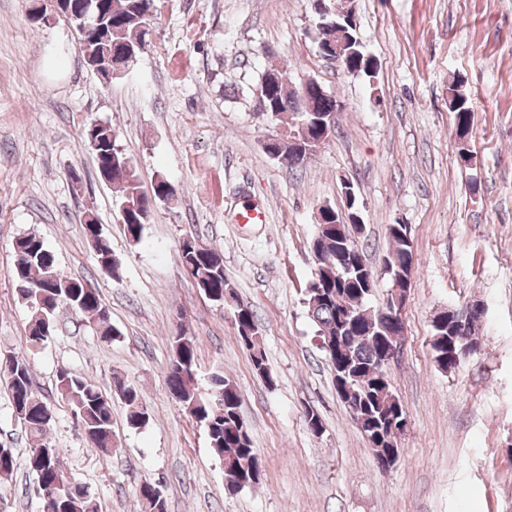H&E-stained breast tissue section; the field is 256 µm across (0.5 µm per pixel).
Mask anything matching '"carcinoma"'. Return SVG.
<instances>
[{"mask_svg":"<svg viewBox=\"0 0 512 512\" xmlns=\"http://www.w3.org/2000/svg\"><path fill=\"white\" fill-rule=\"evenodd\" d=\"M158 0H91V10L100 16L112 41V63H127L122 57L126 49H137V45L148 40L149 28L157 11ZM337 15L317 21L318 45L325 48L334 40ZM349 50L351 63L346 70H355L370 75L365 65L361 41L357 33L351 32ZM268 92L265 102L268 110L276 114L277 121L283 115L290 116L291 123L304 119L298 112L296 98L289 91L288 80L278 71L263 75ZM449 108L455 113L456 135L460 139L470 136L474 110L469 97L463 92L462 84L449 88ZM102 163H110L116 156L121 165L110 175L112 184L121 192L120 217L125 235L131 244L142 241L147 224L156 202L170 200L175 195L171 184L160 180L148 194L141 189L131 159L113 147L115 134L112 128L100 124L94 134ZM275 159L290 167H301V156L286 143H279L272 151ZM325 223L315 225L309 247L318 250V267L312 278L319 281L321 294L304 289V303L308 315L317 327L318 338L323 351L336 344L343 346L341 356L331 366L345 365L346 374L341 384L339 398L345 407L359 409L363 419V438L375 428L385 435L393 448L400 449L401 435L392 426L390 415L400 406L392 384L380 368L384 348L390 346L394 336L401 331L402 324L378 306L371 304V288L366 284L364 271L354 270L347 263L345 252L356 247L362 263H368L367 252L357 239L363 234V225L350 224L337 216L330 205L320 206ZM404 225H388L389 248L384 263L406 266V277H411L414 261L412 240L406 237ZM99 266L107 272L115 271L116 261L112 248L102 235L94 233L89 239ZM16 261L12 270L13 280L23 279L28 288L19 291L30 309L28 341L39 348L53 338L55 315L58 307L69 304L83 321L96 329L101 340L110 341L115 331L109 323L108 313L102 304L98 291L88 283L73 278L61 270L54 254L44 241L28 234L15 242ZM181 264L193 266L192 278H201L210 283V300L233 311L234 323L239 342L250 351L254 371L273 383L264 351L259 346L261 332L256 315L249 306L237 302V295L224 275L222 254L214 247L201 246L198 251L179 252ZM477 321L449 332L447 327L432 325L431 348L437 366L445 371L458 368L461 361L469 356L460 352L455 363L440 361L441 355L448 354V339L455 336L462 340H478ZM172 362L182 371L168 370L166 387L171 396L181 405L187 415L203 426L210 448L219 457L224 473L237 489L252 486L249 475L261 467L257 450L253 448L249 431L240 411L241 397L236 385L215 375L211 378L210 392L203 395L196 383L195 342L183 331L173 337ZM0 382L8 392L15 416L32 444L28 465L34 475L36 487L40 489L43 512H98V505L87 488L74 494L63 480L68 475L61 464L62 449L51 446L49 433L52 419L43 415L47 403L36 396L32 388L31 367L27 359L8 352L0 355ZM114 394L128 406L127 422L137 427L150 419L147 406L143 405L137 389L116 376L113 378ZM56 390L61 399L73 406L74 414L91 447L108 451L112 449V406L107 395L87 378L61 368L56 375ZM15 467L12 449L0 447V479L11 478Z\"/></svg>","mask_w":512,"mask_h":512,"instance_id":"1","label":"carcinoma"}]
</instances>
